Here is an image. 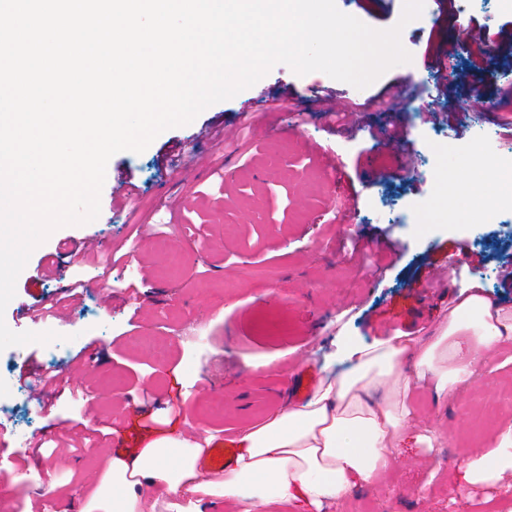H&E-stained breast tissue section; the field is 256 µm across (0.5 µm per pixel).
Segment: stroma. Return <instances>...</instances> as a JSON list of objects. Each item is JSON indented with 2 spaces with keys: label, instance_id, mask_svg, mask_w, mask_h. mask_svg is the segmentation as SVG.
I'll use <instances>...</instances> for the list:
<instances>
[{
  "label": "stroma",
  "instance_id": "obj_1",
  "mask_svg": "<svg viewBox=\"0 0 512 512\" xmlns=\"http://www.w3.org/2000/svg\"><path fill=\"white\" fill-rule=\"evenodd\" d=\"M338 8L375 29L398 23L404 0H336ZM431 23L413 20L401 33L412 60L358 89L321 72L297 75L275 65L253 86L211 105L190 124L158 135L140 153L121 151L106 168L100 213L87 224L59 228L36 247L20 273L4 319L15 332L57 333L49 344L0 351V512H33L54 499L75 512L99 486L114 441L125 451L182 432L198 437L249 427L291 400L303 369L332 377L346 364L339 337L369 344L399 333L436 334L461 288L479 282L494 303L512 308V288L498 285L495 267L457 265L429 283L435 246L465 241L496 251L500 223L465 220L445 202L449 181L463 168L459 150L476 131L493 133L495 155L512 154L498 136L496 91L512 83V55L483 63L476 74L487 108L466 129L446 128L436 143L428 107L455 115L468 53L447 58L450 23L430 0ZM411 92L395 113L368 109L358 126L331 129L306 90L334 92L361 103L388 85ZM279 98L275 112H256L239 136V109ZM414 151L416 168L370 180L373 163L389 164L379 140L392 120ZM214 137L199 138L202 127ZM439 170L437 183L420 171ZM132 177V206L112 209L117 173ZM357 199L353 222L336 219ZM429 201L428 209L411 206ZM394 244L392 268L371 275L353 255L354 242ZM79 280L84 304L38 322L21 307L51 306L59 286ZM276 319L277 330L259 322ZM62 354L63 376L35 401L19 380L27 360L47 365ZM417 427L433 445L401 449L374 484L355 487L329 512H512V474L473 483L472 461L512 436V339L486 355L476 381L453 398L415 388L407 398ZM25 488H15L18 476Z\"/></svg>",
  "mask_w": 512,
  "mask_h": 512
}]
</instances>
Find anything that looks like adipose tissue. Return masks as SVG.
Listing matches in <instances>:
<instances>
[{
    "mask_svg": "<svg viewBox=\"0 0 512 512\" xmlns=\"http://www.w3.org/2000/svg\"><path fill=\"white\" fill-rule=\"evenodd\" d=\"M505 338H512V311L478 289L461 295L431 339L401 333L370 345L343 341L339 357L347 370L321 380L305 403L279 408L246 431L218 480L198 479V439L162 436L113 456L78 512H139L146 489L216 494L237 512H270L295 500L321 512L392 464L407 437L410 387L425 383L438 397H452Z\"/></svg>",
    "mask_w": 512,
    "mask_h": 512,
    "instance_id": "obj_1",
    "label": "adipose tissue"
}]
</instances>
